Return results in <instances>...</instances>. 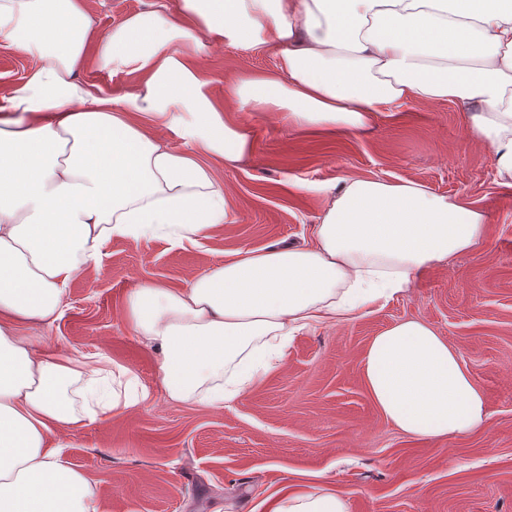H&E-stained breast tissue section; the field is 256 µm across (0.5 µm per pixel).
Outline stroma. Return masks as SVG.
<instances>
[{"label": "stroma", "instance_id": "35a3bbf8", "mask_svg": "<svg viewBox=\"0 0 512 512\" xmlns=\"http://www.w3.org/2000/svg\"><path fill=\"white\" fill-rule=\"evenodd\" d=\"M153 0H86L98 40ZM274 46L218 48L199 59L216 102L226 82L277 67ZM253 150L228 166L209 158L233 213L197 244L115 239L70 283L64 312L19 326L37 350L103 354L137 375L147 403L109 421L52 434L96 490L98 512H267L286 492L324 488L349 512H512V187L499 183L488 144L470 140L453 102L399 101L363 133L297 129L280 114L239 112ZM410 180L478 208L485 235L372 312L294 337L283 369L215 410L170 401L156 354L123 308L138 285L184 287L241 249L304 247L346 178ZM417 319L458 352L482 391L483 429L438 441L411 438L370 397L361 358L373 336Z\"/></svg>", "mask_w": 512, "mask_h": 512}]
</instances>
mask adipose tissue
Returning a JSON list of instances; mask_svg holds the SVG:
<instances>
[{"mask_svg": "<svg viewBox=\"0 0 512 512\" xmlns=\"http://www.w3.org/2000/svg\"><path fill=\"white\" fill-rule=\"evenodd\" d=\"M85 0H0V45L34 66L0 97V512H97L95 489L46 439L112 418L151 393L99 355L41 354L18 324L61 317L70 281L114 238L197 243L229 220L203 159L252 147L235 112L359 132L391 103L468 108L512 187V0H155L90 43ZM135 73L115 97L77 72ZM279 50L274 72L228 84L218 106L196 66L207 48ZM182 149H172L169 137ZM485 217L414 181L347 179L307 247L243 249L186 286L144 283L125 320L159 356L168 398L223 408L284 365L297 333L343 322L470 250ZM368 391L407 435L439 440L486 423L456 350L408 319L374 336ZM268 512H349L339 493L284 494Z\"/></svg>", "mask_w": 512, "mask_h": 512, "instance_id": "obj_1", "label": "adipose tissue"}]
</instances>
